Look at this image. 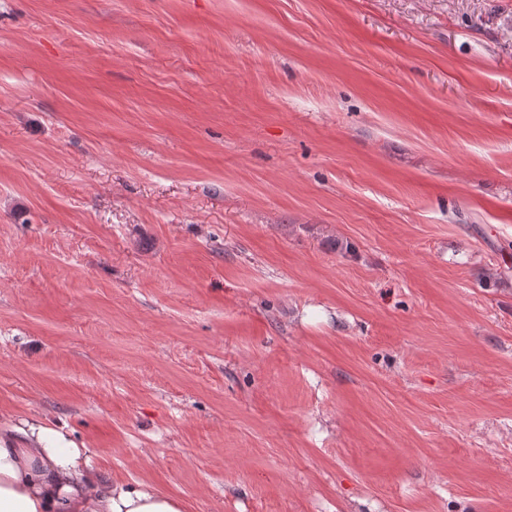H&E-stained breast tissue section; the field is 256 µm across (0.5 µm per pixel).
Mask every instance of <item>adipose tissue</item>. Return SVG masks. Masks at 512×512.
Masks as SVG:
<instances>
[{"mask_svg":"<svg viewBox=\"0 0 512 512\" xmlns=\"http://www.w3.org/2000/svg\"><path fill=\"white\" fill-rule=\"evenodd\" d=\"M64 426L0 421V512H183L182 501L145 481L108 478Z\"/></svg>","mask_w":512,"mask_h":512,"instance_id":"adipose-tissue-1","label":"adipose tissue"}]
</instances>
